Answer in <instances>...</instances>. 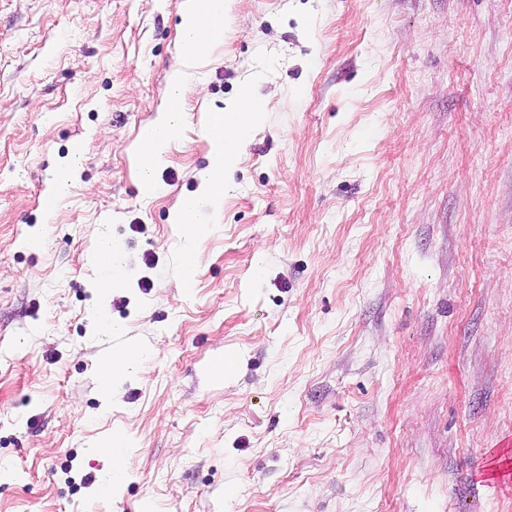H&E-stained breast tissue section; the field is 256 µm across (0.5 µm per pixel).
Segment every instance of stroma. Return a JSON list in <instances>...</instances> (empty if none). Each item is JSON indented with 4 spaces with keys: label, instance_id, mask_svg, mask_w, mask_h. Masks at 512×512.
<instances>
[{
    "label": "stroma",
    "instance_id": "1",
    "mask_svg": "<svg viewBox=\"0 0 512 512\" xmlns=\"http://www.w3.org/2000/svg\"><path fill=\"white\" fill-rule=\"evenodd\" d=\"M178 3L0 0V512H512V0H234L152 196ZM245 87L267 113L186 288L169 212ZM96 263L102 267L105 276L98 287L99 307H105L107 299L114 288H119L126 282V268L123 250L113 239L112 235L102 230L96 237ZM141 349L139 346L131 345L119 353H112V357L104 363L103 370L105 376L112 381L126 378L130 371L141 363Z\"/></svg>",
    "mask_w": 512,
    "mask_h": 512
}]
</instances>
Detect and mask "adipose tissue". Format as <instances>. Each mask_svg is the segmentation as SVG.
<instances>
[{"label": "adipose tissue", "mask_w": 512, "mask_h": 512, "mask_svg": "<svg viewBox=\"0 0 512 512\" xmlns=\"http://www.w3.org/2000/svg\"><path fill=\"white\" fill-rule=\"evenodd\" d=\"M231 0H180L178 13L182 50L174 70L166 97V104L157 120L141 135L133 152V163L137 174L149 192H156V174L164 164L167 152L178 136L183 124V103L191 92L186 70L199 59L195 46L198 43L214 44L223 36L224 25L229 18ZM267 103L251 90H243L239 97L223 109L211 115L208 122L210 152L208 164L199 175L196 192L186 195L170 215V223L176 224L184 239L185 256L191 266L183 267L184 285H191L201 255L195 242L205 233V225L199 224L196 214L201 198L219 202L234 185L228 175L237 165L242 151L251 140L261 121ZM98 246L96 263L105 276L98 287L100 301H107L113 289L126 281L123 250L108 231H101L96 238Z\"/></svg>", "instance_id": "ef3b65f1"}]
</instances>
